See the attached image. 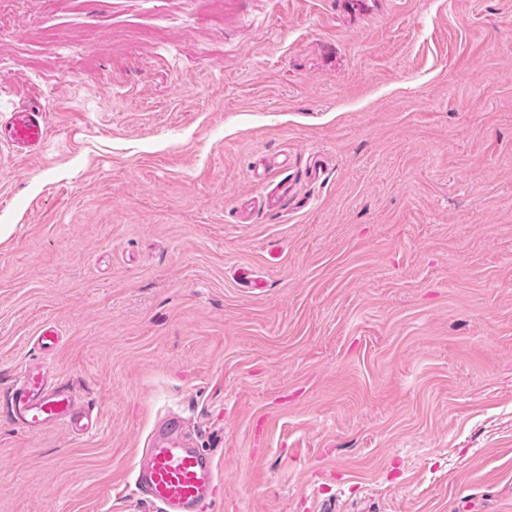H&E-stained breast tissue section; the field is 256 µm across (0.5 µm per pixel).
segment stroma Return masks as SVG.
<instances>
[{
  "label": "stroma",
  "mask_w": 512,
  "mask_h": 512,
  "mask_svg": "<svg viewBox=\"0 0 512 512\" xmlns=\"http://www.w3.org/2000/svg\"><path fill=\"white\" fill-rule=\"evenodd\" d=\"M28 101L0 512H113L170 411L218 512H512V0H0ZM33 358L95 429L13 423Z\"/></svg>",
  "instance_id": "stroma-1"
}]
</instances>
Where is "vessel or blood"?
I'll list each match as a JSON object with an SVG mask.
<instances>
[{
    "label": "vessel or blood",
    "mask_w": 512,
    "mask_h": 512,
    "mask_svg": "<svg viewBox=\"0 0 512 512\" xmlns=\"http://www.w3.org/2000/svg\"><path fill=\"white\" fill-rule=\"evenodd\" d=\"M47 141V114L38 103L23 102L0 114V153L18 157L39 154ZM8 411L24 432L36 435L51 427L88 431L97 421L81 409L70 388L52 381L39 364L25 362L8 395ZM191 418L170 413L153 426L137 454L133 476L140 499L153 512H215L223 490L214 455L198 448Z\"/></svg>",
    "instance_id": "b4317fda"
}]
</instances>
